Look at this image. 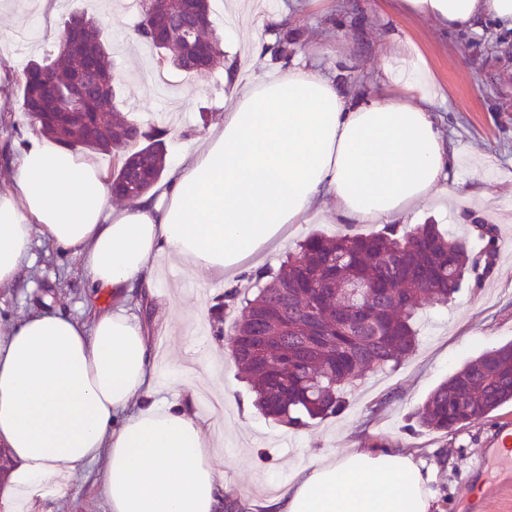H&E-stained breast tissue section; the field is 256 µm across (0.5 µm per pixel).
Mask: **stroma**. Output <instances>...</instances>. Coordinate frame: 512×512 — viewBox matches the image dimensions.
<instances>
[{
  "mask_svg": "<svg viewBox=\"0 0 512 512\" xmlns=\"http://www.w3.org/2000/svg\"><path fill=\"white\" fill-rule=\"evenodd\" d=\"M269 7L281 18L277 31L288 34L289 56L304 57L316 74L336 76L357 97L375 93L378 59L393 42L421 53L439 88L434 109L441 131L457 150L450 171L457 195L436 210L442 227L459 236L483 209L512 211V28L483 18L475 26L447 30L405 13L393 0H269ZM105 13L89 0H64L53 16L42 17L28 0H0V27L14 24L19 32L11 46L16 73L7 83L8 109L0 112L1 142L34 132L17 87L28 62L55 50L51 31L64 30L70 16ZM140 19L123 9L114 20L108 44L115 102L141 125L168 128L171 165L229 105L224 68L239 55L229 40L211 69L186 73L169 63L167 83L147 82L156 64L152 49L134 39ZM226 288L217 281L189 287L173 266L165 268L153 298L133 301L153 334L160 389L177 372L175 358L185 357L186 367L198 373L209 351L224 348L234 319L215 322L210 308ZM90 291L76 263L43 242L34 245L19 285L0 290V314L18 318L37 305L77 314ZM511 341L512 258L494 260L480 287L463 283L448 307L425 308L413 355L385 373L364 372L347 392L341 415L302 431L256 411L231 360L213 363L224 389V481L249 501L288 481L315 454L374 442L415 451L436 470V512H512V466L486 448L502 418L512 417V405L446 434L414 428V414L435 386L481 352ZM59 512H107L96 473L74 483Z\"/></svg>",
  "mask_w": 512,
  "mask_h": 512,
  "instance_id": "obj_1",
  "label": "stroma"
}]
</instances>
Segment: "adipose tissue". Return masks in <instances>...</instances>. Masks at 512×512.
Segmentation results:
<instances>
[{"label": "adipose tissue", "instance_id": "adipose-tissue-1", "mask_svg": "<svg viewBox=\"0 0 512 512\" xmlns=\"http://www.w3.org/2000/svg\"><path fill=\"white\" fill-rule=\"evenodd\" d=\"M445 28L484 15L512 22V0H400ZM372 98L288 58L232 84L223 115L168 178L122 209L108 173L45 135L12 142L0 184V288L35 241L75 259L94 289L85 317L33 310L0 328V512H56L96 462L109 512H229L217 442L179 380L160 396L156 349L129 301L156 286L166 257L187 275L230 281L289 232L327 219L388 224L440 199L451 153L424 57L388 53ZM435 479L414 453L367 444L316 457L248 512H433Z\"/></svg>", "mask_w": 512, "mask_h": 512}]
</instances>
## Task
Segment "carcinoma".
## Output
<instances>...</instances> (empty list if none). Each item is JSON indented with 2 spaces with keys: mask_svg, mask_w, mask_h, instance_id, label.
<instances>
[{
  "mask_svg": "<svg viewBox=\"0 0 512 512\" xmlns=\"http://www.w3.org/2000/svg\"><path fill=\"white\" fill-rule=\"evenodd\" d=\"M102 82L112 74V52L100 44ZM50 73L57 89L70 80L68 61H32ZM23 112L40 131L71 150H119L112 185L147 193L165 171L168 130L145 128L138 140L126 139L129 119L112 99L95 100L88 110H107L108 124L67 128L40 121L35 87L19 86ZM467 239L445 236L436 224L411 230L387 224L371 233L310 234L279 267L251 274L255 292L239 298L224 291L213 308L216 321L238 309L232 337L235 361L244 371L263 413L294 428L334 417L345 409L346 388L366 369L386 371L413 354L416 320L425 304L446 306L460 290L470 262ZM358 281L371 292L360 296L379 331L355 325L343 287ZM512 404V342L487 350L440 382L415 413L428 432L447 433L477 422Z\"/></svg>",
  "mask_w": 512,
  "mask_h": 512,
  "instance_id": "cac0c4a2",
  "label": "carcinoma"
}]
</instances>
